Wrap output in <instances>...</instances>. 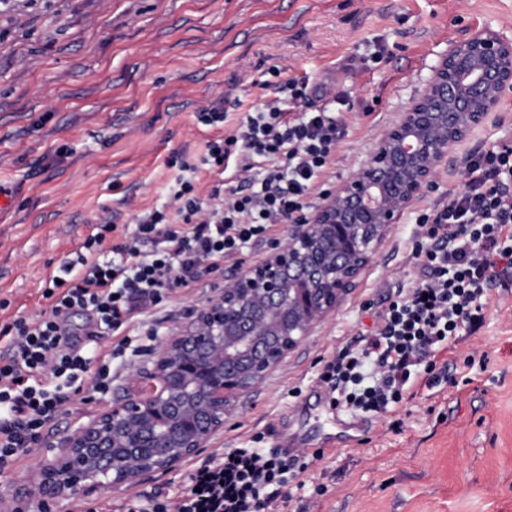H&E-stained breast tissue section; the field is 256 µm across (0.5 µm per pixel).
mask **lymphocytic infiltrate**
<instances>
[{
  "instance_id": "lymphocytic-infiltrate-1",
  "label": "lymphocytic infiltrate",
  "mask_w": 512,
  "mask_h": 512,
  "mask_svg": "<svg viewBox=\"0 0 512 512\" xmlns=\"http://www.w3.org/2000/svg\"><path fill=\"white\" fill-rule=\"evenodd\" d=\"M276 98L247 113L224 139L208 145L207 164L235 169L246 183L214 188L203 204L191 181L173 191L178 222L165 212L141 215L124 242L106 246L115 224L103 220L65 261L42 296L48 305L32 317L0 324V474L44 442L46 427L82 393L93 373L95 393L112 386V358L140 354L136 339L145 316L173 304L204 275L223 270L238 253L297 220L334 162L343 122L315 105L314 90L294 79L275 83ZM301 106L289 116L287 105ZM259 177H252L254 166ZM461 188L415 220L411 238L416 270L391 295L379 325L326 359L320 381L334 403L354 414H387L415 396L437 353L461 332L478 330L494 287L512 285V145L469 152ZM87 313L86 344L71 341L66 321ZM112 353L98 354L106 337ZM325 457L317 448L290 459L278 448H228L192 466L174 494L146 491L124 512H283L306 472Z\"/></svg>"
}]
</instances>
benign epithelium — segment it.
I'll return each mask as SVG.
<instances>
[{
  "mask_svg": "<svg viewBox=\"0 0 512 512\" xmlns=\"http://www.w3.org/2000/svg\"><path fill=\"white\" fill-rule=\"evenodd\" d=\"M511 90V38L480 29L450 43L365 163L166 339L112 407L59 440L36 478L38 494L119 493L207 447L238 399L336 309L391 225L433 187L448 153Z\"/></svg>",
  "mask_w": 512,
  "mask_h": 512,
  "instance_id": "benign-epithelium-1",
  "label": "benign epithelium"
}]
</instances>
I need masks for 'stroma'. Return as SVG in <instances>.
Returning <instances> with one entry per match:
<instances>
[{"label":"stroma","instance_id":"1","mask_svg":"<svg viewBox=\"0 0 512 512\" xmlns=\"http://www.w3.org/2000/svg\"><path fill=\"white\" fill-rule=\"evenodd\" d=\"M487 29L512 38V0H0V322L45 306L42 290L104 217L131 232L152 210L175 217L182 155L201 199L222 175L204 164L256 105L271 69L324 86L346 134L325 187L349 177L400 112L419 96L450 41ZM384 48L379 62L369 59ZM223 101L221 125L202 108ZM512 142V91L449 153L435 185L392 225L375 259L336 310L244 397L192 463L227 448L282 444L289 457L324 448L308 472L326 495L303 493L293 512H512V291L492 293L482 327L460 336L440 364L448 380H418L415 398L390 416L337 411L340 436L325 444L315 423L329 398L318 373L336 348L372 331L389 295L412 277L408 239L417 215L460 184L464 153ZM288 238L245 249L237 263L180 295L176 313L153 311L156 340L112 362L108 394H85L47 428L41 448L0 478V495L26 497L57 440L111 407L132 376L151 367L159 342L205 308L229 274Z\"/></svg>","mask_w":512,"mask_h":512}]
</instances>
